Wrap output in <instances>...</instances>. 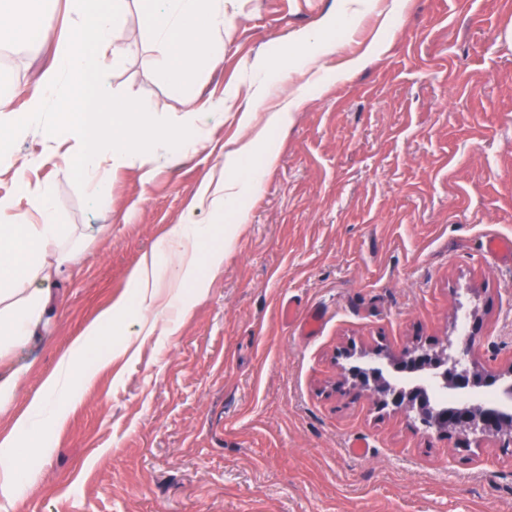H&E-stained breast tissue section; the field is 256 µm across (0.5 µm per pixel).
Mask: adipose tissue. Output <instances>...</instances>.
Instances as JSON below:
<instances>
[{
    "instance_id": "adipose-tissue-1",
    "label": "adipose tissue",
    "mask_w": 512,
    "mask_h": 512,
    "mask_svg": "<svg viewBox=\"0 0 512 512\" xmlns=\"http://www.w3.org/2000/svg\"><path fill=\"white\" fill-rule=\"evenodd\" d=\"M52 0H0V43L13 42L37 49L53 28ZM128 0H71L70 34L58 40L55 62L28 92L24 108H15L0 94V170L14 173V188L0 196V359L33 336L50 306L58 282L79 260L60 222L51 183L30 188L27 172L54 164L76 176L90 207L103 205L111 195L108 169L123 167L131 156L150 163L162 151L205 148L206 133L223 122L224 104L190 103L178 121L162 118L145 100L115 97L100 79L108 63L128 52L121 36ZM141 19L152 33L159 54L155 63L169 91L185 93V74L213 69L224 59V0H143ZM294 54L278 63L265 62L252 72L253 98L265 115L259 130L229 151L215 180L202 185L183 219L146 253L131 278L128 298L117 301L89 324L59 358L10 435L0 440V500L18 508L36 478L28 463L31 449L50 452L55 430L77 405L85 388L114 359L127 356L131 338L117 341L113 333L132 319L137 335L169 332V312H183L206 288L200 265L220 269L223 248L206 249L217 232L219 218L233 214L245 220V196L257 191L264 168L276 155L273 130L287 126L305 96L322 82L314 71L334 53L336 43L322 41L309 48L307 37L296 39ZM292 63L306 75L297 94L280 98L274 92L278 64ZM103 109L85 112L87 96ZM40 133L41 151L19 154L18 143ZM71 143L60 153L56 147Z\"/></svg>"
}]
</instances>
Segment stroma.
Instances as JSON below:
<instances>
[{"instance_id": "stroma-1", "label": "stroma", "mask_w": 512, "mask_h": 512, "mask_svg": "<svg viewBox=\"0 0 512 512\" xmlns=\"http://www.w3.org/2000/svg\"><path fill=\"white\" fill-rule=\"evenodd\" d=\"M336 0H224V60L187 76L197 101L232 99L207 146L132 158L90 208L79 183L45 166L62 223L82 252L44 321L8 361L14 398L0 435L82 329L128 292L142 255L180 221L224 155L250 136L251 72L299 35L326 37ZM380 18L336 30L325 81L274 131L277 160L224 247L205 293L171 333L113 364L71 409L19 512H512V446L479 432L425 430L353 383L363 350L387 380L411 347L469 338V359L503 391L512 366V0H406L383 50L344 73ZM129 52L104 79L179 116L157 49L130 8ZM0 47V92L25 88L54 58ZM322 309L319 334L280 314L284 299ZM365 456L346 450L349 440Z\"/></svg>"}]
</instances>
